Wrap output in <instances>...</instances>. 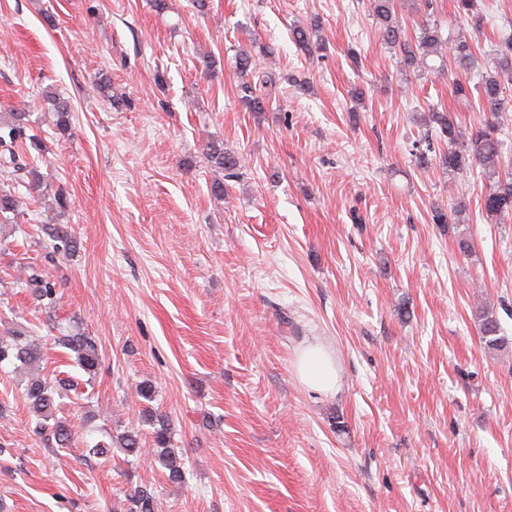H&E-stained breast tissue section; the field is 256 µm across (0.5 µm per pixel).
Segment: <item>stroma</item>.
Listing matches in <instances>:
<instances>
[{"label":"stroma","instance_id":"35a3bbf8","mask_svg":"<svg viewBox=\"0 0 512 512\" xmlns=\"http://www.w3.org/2000/svg\"><path fill=\"white\" fill-rule=\"evenodd\" d=\"M455 3L395 0L396 16L465 36L476 81L512 5L481 0L477 30ZM298 25L324 54L297 49ZM242 51L272 83L265 111L240 100ZM451 82L405 68L367 0H0V113H26L46 146L28 159L39 191L16 187L21 213L0 224V335L30 331L42 377L71 380L56 415L74 441L45 446L23 375L1 366L0 512H125L141 487L157 512H512V220L481 208V168L423 167L414 147L430 108L479 121ZM212 141L237 177L207 161ZM457 198L454 223H432ZM78 331L95 375L56 343ZM311 344L335 356L336 393L298 379ZM147 408L182 479L150 455L88 454L130 429L152 447Z\"/></svg>","mask_w":512,"mask_h":512}]
</instances>
